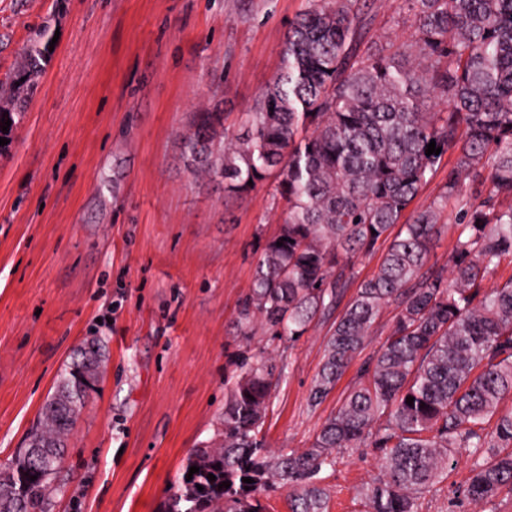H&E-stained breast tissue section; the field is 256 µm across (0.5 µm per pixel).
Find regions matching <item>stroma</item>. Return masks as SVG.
Returning a JSON list of instances; mask_svg holds the SVG:
<instances>
[{
  "mask_svg": "<svg viewBox=\"0 0 512 512\" xmlns=\"http://www.w3.org/2000/svg\"><path fill=\"white\" fill-rule=\"evenodd\" d=\"M309 0H0V79L44 26L60 35L25 114L0 147V464L24 444L55 380L88 338L106 367L76 425L50 512H160L224 412V367L249 347L286 354L269 448L310 447L357 379L356 356L321 403L309 391L332 318L295 343L236 334L267 239L286 205L264 181L239 199L182 155L198 112L228 133L280 67L288 24ZM366 42L411 40L405 0H369ZM377 451L346 448L322 474L329 512H364L354 489ZM455 456L417 512H512L465 496Z\"/></svg>",
  "mask_w": 512,
  "mask_h": 512,
  "instance_id": "stroma-1",
  "label": "stroma"
}]
</instances>
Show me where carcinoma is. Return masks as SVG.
<instances>
[{
	"label": "carcinoma",
	"instance_id": "carcinoma-1",
	"mask_svg": "<svg viewBox=\"0 0 512 512\" xmlns=\"http://www.w3.org/2000/svg\"><path fill=\"white\" fill-rule=\"evenodd\" d=\"M406 2L414 40L384 53L363 45L366 0H311L288 26L279 73L243 113V132L224 137L222 158L212 150L224 124L219 109L200 113L184 139L186 159L224 179L228 195L274 174L287 204L239 307L240 336H302L336 309L355 261L394 225L402 228L336 317L310 403L336 388L394 303L391 334L311 446L275 452L263 432L287 359L235 353L225 367L216 438L189 455L164 512H266L264 497L279 488L290 512H328L320 474L335 467L340 450L367 442L379 458L377 475L355 488L365 512H415L458 448L475 455L471 500L512 495V412L493 431L483 427L512 395V279L484 288L504 261L512 264V0ZM50 41L45 26L24 49L14 81L0 86V118L21 119ZM434 97L445 99L446 111L431 110ZM432 140L441 154L427 155ZM450 149L455 160L440 193L409 210ZM450 202L463 211V229L448 267L428 268ZM103 362V341L91 338L59 374L26 447L0 465V512H49ZM192 466L199 472L190 479ZM224 481L230 487L218 488Z\"/></svg>",
	"mask_w": 512,
	"mask_h": 512
}]
</instances>
